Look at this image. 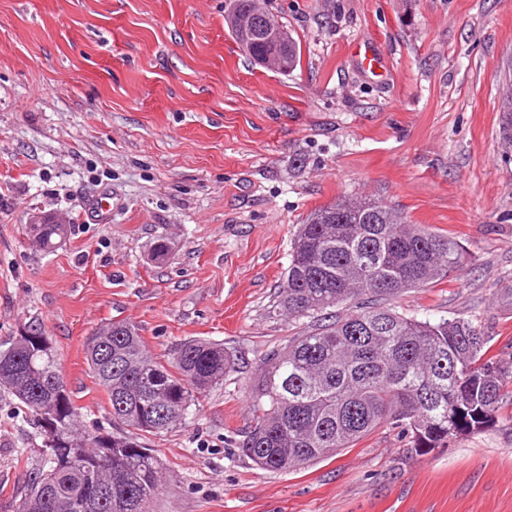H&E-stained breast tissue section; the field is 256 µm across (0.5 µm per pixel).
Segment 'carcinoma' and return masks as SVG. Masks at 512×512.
<instances>
[{"label":"carcinoma","instance_id":"cac0c4a2","mask_svg":"<svg viewBox=\"0 0 512 512\" xmlns=\"http://www.w3.org/2000/svg\"><path fill=\"white\" fill-rule=\"evenodd\" d=\"M271 17L256 0H229L226 15L239 50L237 19ZM284 45L282 75L301 63V46L273 18ZM64 228L34 224L27 235L44 252ZM466 261L455 238L379 200L338 199L301 225L270 313L311 318L307 332L263 359L249 386L254 424L241 452L269 471L319 462L382 426L410 435L419 452L492 425L512 394V361L490 355L492 337L471 322H436L385 305L389 297L447 279ZM352 310L340 315V306ZM87 364L108 395L115 432L82 430L53 342L29 326L0 350V387L37 423L50 465L36 473L18 512H79L68 502L90 485L109 492L92 512H149L164 481L150 437L186 421L197 395L221 384L238 358L221 344L188 340L173 361L151 355L134 325L112 323L89 336Z\"/></svg>","mask_w":512,"mask_h":512}]
</instances>
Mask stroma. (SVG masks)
Segmentation results:
<instances>
[{
	"label": "stroma",
	"mask_w": 512,
	"mask_h": 512,
	"mask_svg": "<svg viewBox=\"0 0 512 512\" xmlns=\"http://www.w3.org/2000/svg\"><path fill=\"white\" fill-rule=\"evenodd\" d=\"M265 4L302 47L287 76L239 51L227 0H0V349L42 326L89 429L112 426L86 361L95 329L132 323L165 361L190 339L237 355L151 437L166 476L153 512H512V406L426 455L389 427L283 472L238 448L262 360L308 325L269 313L295 235L339 198L456 236L464 267L390 305L472 322L512 360V0ZM34 212L69 219L55 251L29 244ZM46 453L0 391V512H17Z\"/></svg>",
	"instance_id": "1"
}]
</instances>
